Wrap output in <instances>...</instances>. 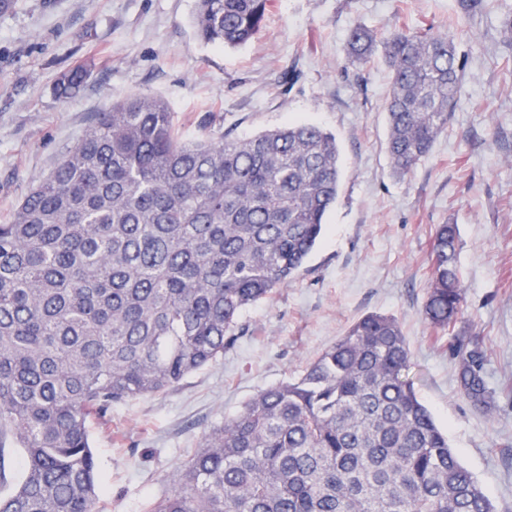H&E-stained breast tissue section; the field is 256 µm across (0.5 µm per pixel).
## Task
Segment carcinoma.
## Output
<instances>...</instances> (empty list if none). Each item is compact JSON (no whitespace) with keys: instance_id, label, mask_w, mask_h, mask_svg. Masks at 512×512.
Instances as JSON below:
<instances>
[{"instance_id":"obj_1","label":"carcinoma","mask_w":512,"mask_h":512,"mask_svg":"<svg viewBox=\"0 0 512 512\" xmlns=\"http://www.w3.org/2000/svg\"><path fill=\"white\" fill-rule=\"evenodd\" d=\"M269 0H198L206 44L249 43ZM381 55L386 149L405 176L448 128L465 61L452 39L397 23L349 35L343 69ZM88 71H71L73 95ZM341 180L336 136L308 122L187 142L167 104L99 113L0 224V512H98L89 424L167 392L243 335L240 316L307 264ZM458 230L439 224L422 318L462 314ZM456 381L496 408L488 351L454 337ZM399 321L367 313L303 374L213 428L146 512H495L418 398ZM22 454L11 460L9 449Z\"/></svg>"}]
</instances>
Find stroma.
Segmentation results:
<instances>
[{
  "mask_svg": "<svg viewBox=\"0 0 512 512\" xmlns=\"http://www.w3.org/2000/svg\"><path fill=\"white\" fill-rule=\"evenodd\" d=\"M197 0H17L0 13V224L97 113L133 94L163 100L179 135L250 136L291 119L335 134L343 159L328 230L298 277L245 309L223 358L175 389L113 404L90 426L103 479L99 512H145L204 435L261 391L300 375L361 315L396 317L409 377L498 512H512V0L464 17L459 0H270L260 33L222 48L197 38ZM397 22L453 38L467 59L448 128L405 177L385 148L389 72L342 69L350 30ZM89 76L73 98L63 74ZM296 71L291 91L282 73ZM459 233V324L483 339L495 412L460 395L452 337L420 314L437 225Z\"/></svg>",
  "mask_w": 512,
  "mask_h": 512,
  "instance_id": "35a3bbf8",
  "label": "stroma"
}]
</instances>
